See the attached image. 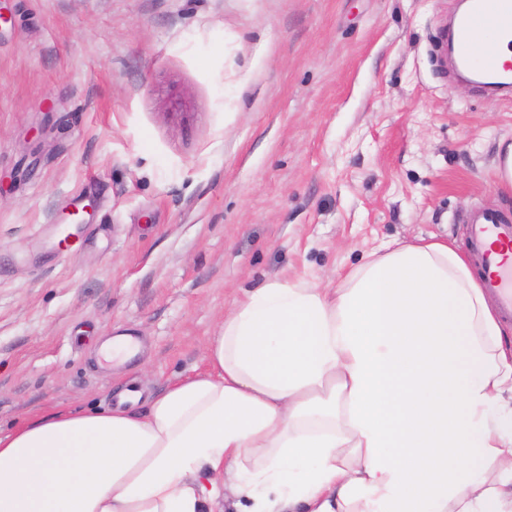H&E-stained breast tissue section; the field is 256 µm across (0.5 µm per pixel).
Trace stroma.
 <instances>
[{
    "instance_id": "1",
    "label": "stroma",
    "mask_w": 512,
    "mask_h": 512,
    "mask_svg": "<svg viewBox=\"0 0 512 512\" xmlns=\"http://www.w3.org/2000/svg\"><path fill=\"white\" fill-rule=\"evenodd\" d=\"M458 2L0 0V432L204 372L266 283L512 218V96L454 75Z\"/></svg>"
}]
</instances>
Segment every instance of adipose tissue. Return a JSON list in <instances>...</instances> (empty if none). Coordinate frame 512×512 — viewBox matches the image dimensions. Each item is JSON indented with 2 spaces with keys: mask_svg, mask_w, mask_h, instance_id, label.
<instances>
[{
  "mask_svg": "<svg viewBox=\"0 0 512 512\" xmlns=\"http://www.w3.org/2000/svg\"><path fill=\"white\" fill-rule=\"evenodd\" d=\"M206 372L0 434V512H512V346L465 255L387 243L333 288L274 281Z\"/></svg>",
  "mask_w": 512,
  "mask_h": 512,
  "instance_id": "ef3b65f1",
  "label": "adipose tissue"
}]
</instances>
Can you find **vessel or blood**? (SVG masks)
<instances>
[{
	"mask_svg": "<svg viewBox=\"0 0 512 512\" xmlns=\"http://www.w3.org/2000/svg\"><path fill=\"white\" fill-rule=\"evenodd\" d=\"M482 39L479 55L460 56L462 68L478 72L483 87L512 84V63L501 60L500 44L512 40V0H470L469 9L454 22L451 42L468 45ZM466 236L474 263L484 275V287L498 303L503 320L512 322V221L496 211L486 210L466 226Z\"/></svg>",
	"mask_w": 512,
	"mask_h": 512,
	"instance_id": "vessel-or-blood-1",
	"label": "vessel or blood"
}]
</instances>
